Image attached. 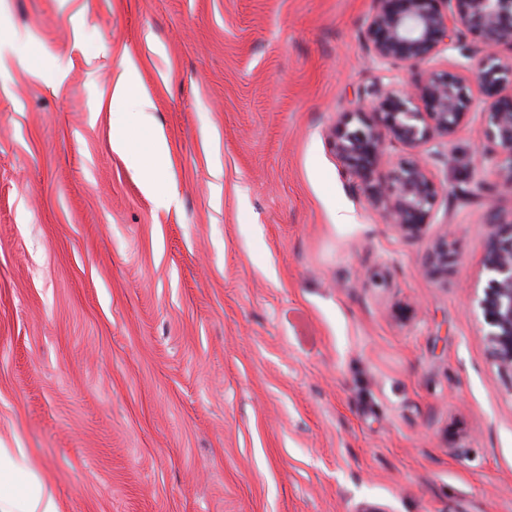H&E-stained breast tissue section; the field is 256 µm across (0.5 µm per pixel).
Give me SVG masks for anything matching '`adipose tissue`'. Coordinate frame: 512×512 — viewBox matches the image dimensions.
<instances>
[{
	"label": "adipose tissue",
	"mask_w": 512,
	"mask_h": 512,
	"mask_svg": "<svg viewBox=\"0 0 512 512\" xmlns=\"http://www.w3.org/2000/svg\"><path fill=\"white\" fill-rule=\"evenodd\" d=\"M137 84L136 67L124 63L109 97L121 109L120 121L144 129L152 120V100ZM0 512H59L53 491L6 448H0Z\"/></svg>",
	"instance_id": "1"
}]
</instances>
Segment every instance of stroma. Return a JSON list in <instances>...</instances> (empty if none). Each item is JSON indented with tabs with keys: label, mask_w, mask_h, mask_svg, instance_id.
Segmentation results:
<instances>
[{
	"label": "stroma",
	"mask_w": 512,
	"mask_h": 512,
	"mask_svg": "<svg viewBox=\"0 0 512 512\" xmlns=\"http://www.w3.org/2000/svg\"><path fill=\"white\" fill-rule=\"evenodd\" d=\"M374 8L0 0V446L60 512H512V376L473 303L512 185L478 100L459 165L429 158L425 239L355 187L329 128L425 70L373 61ZM124 58L167 208L147 132L116 153L97 110ZM424 273L432 277H442L448 274L447 239L439 240L431 246L429 261L424 267Z\"/></svg>",
	"instance_id": "stroma-1"
}]
</instances>
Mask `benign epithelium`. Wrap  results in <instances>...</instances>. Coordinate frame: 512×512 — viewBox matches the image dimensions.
Masks as SVG:
<instances>
[{
	"instance_id": "7a95c632",
	"label": "benign epithelium",
	"mask_w": 512,
	"mask_h": 512,
	"mask_svg": "<svg viewBox=\"0 0 512 512\" xmlns=\"http://www.w3.org/2000/svg\"><path fill=\"white\" fill-rule=\"evenodd\" d=\"M364 36L381 66L429 62L447 50L462 57L458 72L431 68L410 87L376 82L366 91L369 109L344 113L328 130L338 161L370 203L402 237L419 239L443 192L426 151L445 146L465 122L473 84L486 97L487 157L498 178L512 183V56L499 52L502 43L512 44V0H376ZM390 142L406 147L409 157L381 175ZM483 270L487 284L474 300L488 358L512 374V219L491 225ZM424 273L448 275L447 240L431 246Z\"/></svg>"
}]
</instances>
